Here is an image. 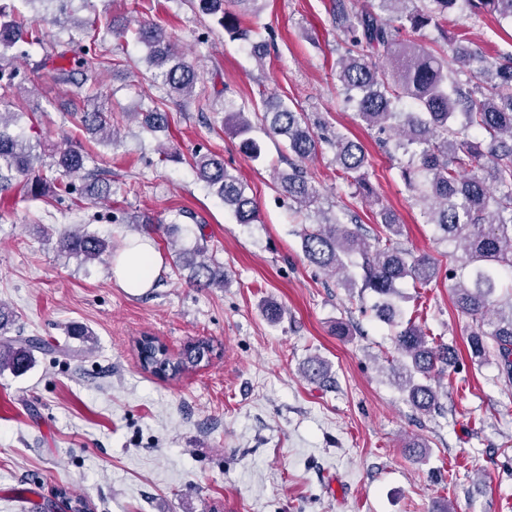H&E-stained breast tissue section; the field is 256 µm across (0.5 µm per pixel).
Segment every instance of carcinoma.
<instances>
[{
	"mask_svg": "<svg viewBox=\"0 0 512 512\" xmlns=\"http://www.w3.org/2000/svg\"><path fill=\"white\" fill-rule=\"evenodd\" d=\"M266 0H189L205 15L213 16L233 39H250V31L240 25L237 11L258 15ZM490 14L512 23V0H369L357 7L356 0H333L332 20L350 43L336 59V79L344 101L369 127L393 132L387 141L388 153L408 157L399 165L400 176L419 209L423 223L433 226L438 240L454 245L461 257L448 255V268L436 259L395 245L403 225L394 211L378 212L380 230L362 232L357 218L343 211L329 214L313 209L319 190L307 177L302 163L315 157L325 142L336 165L362 190H370L366 152L362 145L341 133L322 140L313 130L305 112L283 102H265L262 120L270 137H282L295 157L290 171L278 172L273 180L280 194L296 205L307 223L302 225V252L308 265L328 276L352 295L355 289L371 290L377 296L376 316L395 328L394 348L402 380L400 389L409 403L422 413L440 409V392L433 386L436 377L457 362V351L438 344L412 322L402 324L400 302L405 296L397 284L410 280L414 287H425L443 277L451 282L456 309L472 321L468 337L469 355L493 359L505 385L512 386V292L501 297L502 278L512 274V57L488 59L476 51L452 42L443 28L448 17ZM34 14L26 23L21 18L0 13V60L9 50L26 56L39 45L66 59L69 66L52 70L53 82L73 87L83 97L86 110L71 113L72 118L102 142L114 141L112 113L103 112L88 96L77 75L112 66V59L98 40V20L78 25L89 37L45 42ZM439 32L446 49L437 52L421 42L423 31ZM148 53L145 62L155 69L152 83L159 84L171 98L188 99L195 93L199 74L166 33L151 23H141L136 31ZM22 89L19 72L8 64L0 66V96L8 97ZM246 101L224 98L226 120L240 147L251 157L261 155L260 145L250 137L253 125ZM17 113L0 112V191L23 183L31 195L47 190V178L39 173L41 155L21 132L13 130ZM144 128L150 132L169 128V117L157 106L145 114ZM90 155L67 138L54 145L49 169L55 181L69 191L67 177L85 169ZM192 166L199 180L217 195L224 208L240 224L258 221V208L248 196V186L224 166L216 154H196ZM59 251L86 262L100 259L107 251L106 240L84 231L58 236ZM207 247L179 248L175 266L192 268L191 280L200 288L222 287L226 281L223 264ZM360 272H355V269ZM11 319L0 309V368L15 371L28 368L30 351L38 343L6 338ZM138 356L147 372L167 366L168 378L200 366L208 356L201 344L177 361L149 337L139 342ZM304 375L313 381L328 377L329 365L312 357L303 365Z\"/></svg>",
	"mask_w": 512,
	"mask_h": 512,
	"instance_id": "obj_1",
	"label": "carcinoma"
}]
</instances>
